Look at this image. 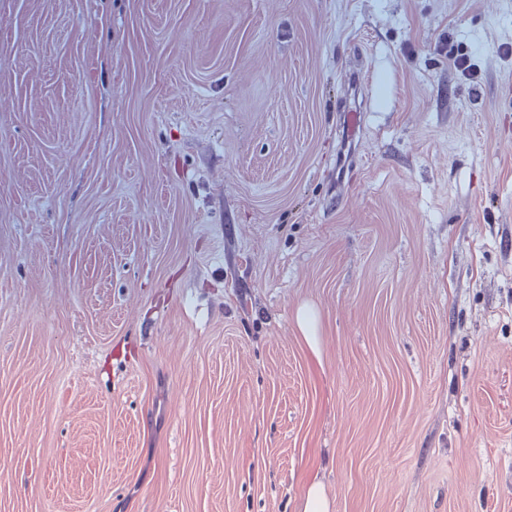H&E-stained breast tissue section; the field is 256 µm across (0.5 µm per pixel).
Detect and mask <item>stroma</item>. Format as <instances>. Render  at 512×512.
<instances>
[{
  "label": "stroma",
  "mask_w": 512,
  "mask_h": 512,
  "mask_svg": "<svg viewBox=\"0 0 512 512\" xmlns=\"http://www.w3.org/2000/svg\"><path fill=\"white\" fill-rule=\"evenodd\" d=\"M314 473L512 512V0H0V512ZM296 322L312 353H318L315 336V318L312 312L306 307L298 309L296 313Z\"/></svg>",
  "instance_id": "obj_1"
}]
</instances>
